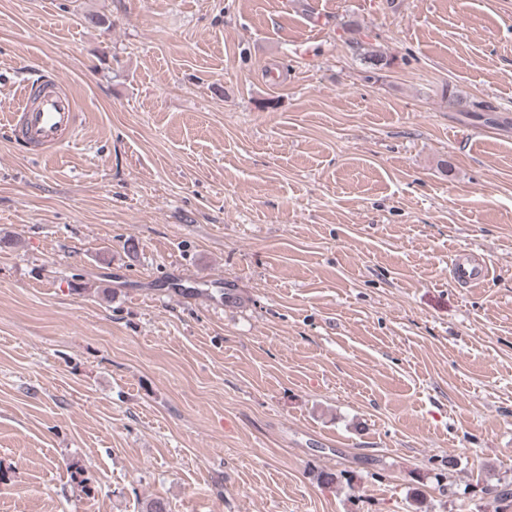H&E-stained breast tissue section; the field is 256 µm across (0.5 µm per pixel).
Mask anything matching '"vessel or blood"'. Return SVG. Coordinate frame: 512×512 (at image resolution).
<instances>
[{
    "mask_svg": "<svg viewBox=\"0 0 512 512\" xmlns=\"http://www.w3.org/2000/svg\"><path fill=\"white\" fill-rule=\"evenodd\" d=\"M79 127L78 102L56 75L47 74L24 84L21 103L11 115L10 129L16 140L36 155H49L73 142ZM456 283L473 287L486 280V260L470 251L457 252L451 262Z\"/></svg>",
    "mask_w": 512,
    "mask_h": 512,
    "instance_id": "obj_1",
    "label": "vessel or blood"
}]
</instances>
